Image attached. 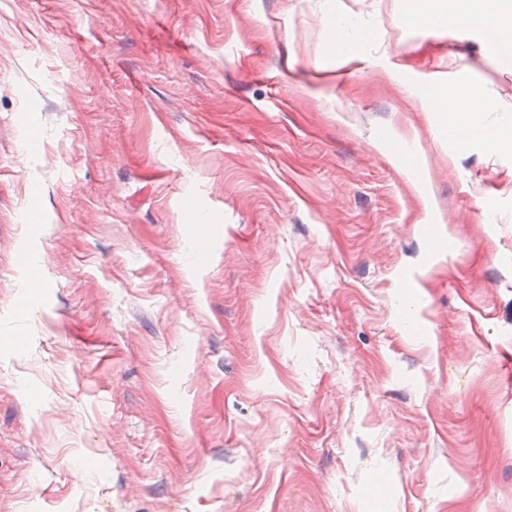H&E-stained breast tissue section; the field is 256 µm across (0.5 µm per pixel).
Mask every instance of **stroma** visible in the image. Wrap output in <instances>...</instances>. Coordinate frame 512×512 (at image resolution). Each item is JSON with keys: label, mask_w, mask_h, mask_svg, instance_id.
Returning a JSON list of instances; mask_svg holds the SVG:
<instances>
[{"label": "stroma", "mask_w": 512, "mask_h": 512, "mask_svg": "<svg viewBox=\"0 0 512 512\" xmlns=\"http://www.w3.org/2000/svg\"><path fill=\"white\" fill-rule=\"evenodd\" d=\"M410 3L0 0V512H512V152L424 109L512 44Z\"/></svg>", "instance_id": "1"}]
</instances>
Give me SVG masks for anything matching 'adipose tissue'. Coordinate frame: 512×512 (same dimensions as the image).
<instances>
[{"label":"adipose tissue","instance_id":"1","mask_svg":"<svg viewBox=\"0 0 512 512\" xmlns=\"http://www.w3.org/2000/svg\"><path fill=\"white\" fill-rule=\"evenodd\" d=\"M468 13L476 15L487 27L500 31L504 42L512 41V0H413L408 21L428 28L436 18ZM434 109L459 125L470 126L479 122L484 104L474 90L451 86L441 92Z\"/></svg>","mask_w":512,"mask_h":512}]
</instances>
